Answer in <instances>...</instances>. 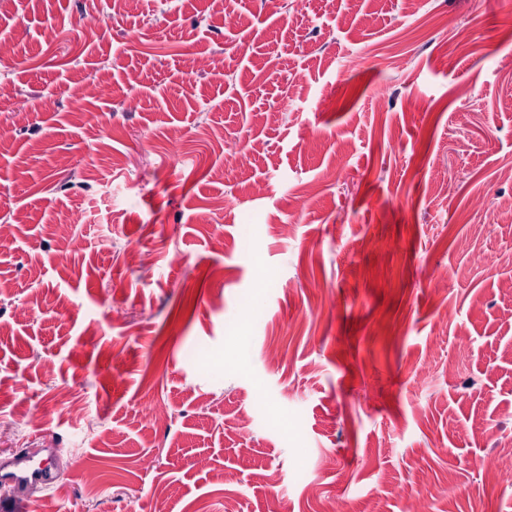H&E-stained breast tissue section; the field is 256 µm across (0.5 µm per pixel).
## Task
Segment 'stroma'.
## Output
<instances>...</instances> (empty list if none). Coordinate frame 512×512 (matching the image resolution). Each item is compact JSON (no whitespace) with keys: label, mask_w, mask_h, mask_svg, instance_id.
Listing matches in <instances>:
<instances>
[{"label":"stroma","mask_w":512,"mask_h":512,"mask_svg":"<svg viewBox=\"0 0 512 512\" xmlns=\"http://www.w3.org/2000/svg\"><path fill=\"white\" fill-rule=\"evenodd\" d=\"M111 8L0 10V462L61 466L28 512H512L485 473L512 448V0H127L83 25Z\"/></svg>","instance_id":"1"}]
</instances>
